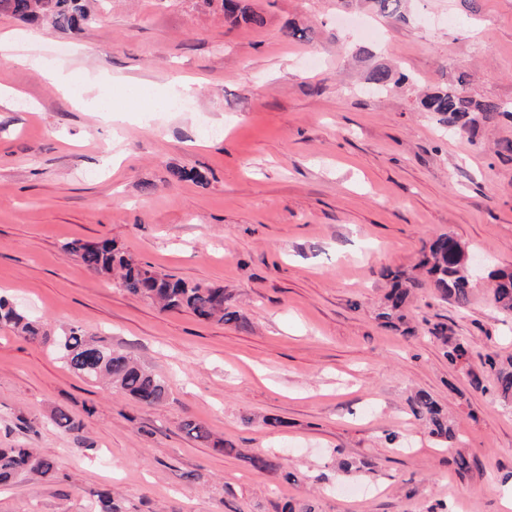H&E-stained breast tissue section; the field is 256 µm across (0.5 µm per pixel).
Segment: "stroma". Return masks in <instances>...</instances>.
<instances>
[{"instance_id": "obj_1", "label": "stroma", "mask_w": 512, "mask_h": 512, "mask_svg": "<svg viewBox=\"0 0 512 512\" xmlns=\"http://www.w3.org/2000/svg\"><path fill=\"white\" fill-rule=\"evenodd\" d=\"M246 2L263 27L202 0H95L97 22L78 33L0 14L14 35L0 86L19 94L0 105V296L51 339L80 327L169 383L163 405L142 406L74 373L51 340L0 325V448L39 449L59 470L1 486L0 512H89L106 486L131 512H275L287 496L316 512H506L512 410L482 358L512 354V319L481 283L463 313L417 290L410 337L376 314L382 270L413 272L440 234L512 265V161L496 154L512 122L461 135L418 102L463 70L470 95L512 105V0H408L403 23L343 0ZM289 19L302 37L282 38ZM47 60L101 83L122 123L76 105ZM377 66L410 81L367 92ZM175 70L199 91L188 109L158 111ZM134 85L145 93L128 112ZM102 239L158 273L223 287L237 321L160 310L64 249ZM437 323L470 340L483 390L429 339ZM417 389L439 401L460 449L411 414ZM57 407L82 419V444L49 423ZM188 418L234 453L190 438ZM338 450L369 470L344 478ZM459 451L478 463L471 477L455 471ZM247 453L278 455L297 483L259 473Z\"/></svg>"}]
</instances>
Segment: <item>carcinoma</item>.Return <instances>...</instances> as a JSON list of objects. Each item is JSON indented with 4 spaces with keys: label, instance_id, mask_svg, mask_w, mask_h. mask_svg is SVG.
<instances>
[{
    "label": "carcinoma",
    "instance_id": "1",
    "mask_svg": "<svg viewBox=\"0 0 512 512\" xmlns=\"http://www.w3.org/2000/svg\"><path fill=\"white\" fill-rule=\"evenodd\" d=\"M210 7L219 9L224 17L234 22H245L261 27L263 17L240 5L242 0H202ZM373 12L386 19H404L405 0H368ZM0 13L27 23H48L56 29L81 31L95 21L85 0H0ZM468 77L461 72L448 87L425 95L420 105L427 112L442 116L448 124L461 132H470L476 122L491 124L500 120L512 121V108L493 100H477L465 92ZM64 248L81 260L83 265L98 276L117 274L121 287L129 294L159 305L172 312H190L204 321L231 322L237 320L228 311V298L224 288L202 284H189L180 279L160 275L150 266L127 256L110 241L97 243L74 240ZM469 254L464 245L450 234H441L424 251L419 266L425 280L409 277L402 271L385 270L383 278L391 283L385 303L376 318L382 325L400 329L406 325V307L414 291L428 283L441 299L452 302L459 310L468 308L475 280L468 270ZM485 277L492 286L493 302L503 314L512 315V269L492 266ZM0 324L10 326L26 340L45 343L48 336L41 325L9 300L0 297ZM430 338L443 351L448 364L464 370L470 376V384L476 390H484L481 377L470 366L471 345L468 340L448 332V326L437 324L428 330ZM54 343L66 364L75 373L91 381L105 379L118 391L139 404L153 407L168 397L167 381L147 369L130 352L114 349L78 327L54 339ZM484 364L494 376L496 397L505 408L512 409V355L492 353ZM414 416L425 422L431 436L441 444L454 448L461 439L448 417L442 413L439 403L423 389L410 398ZM50 422L63 432L80 438L83 422L68 410L57 407L50 414ZM182 428L193 439L209 444L222 452H232L222 439L212 437L210 430L194 419L183 421ZM256 471L296 483L295 473L285 470L284 464L274 455L246 457ZM33 475L47 481L58 478L55 461L31 448H0V485L8 484L20 475ZM94 512H127L122 499L109 489L97 492Z\"/></svg>",
    "mask_w": 512,
    "mask_h": 512
}]
</instances>
